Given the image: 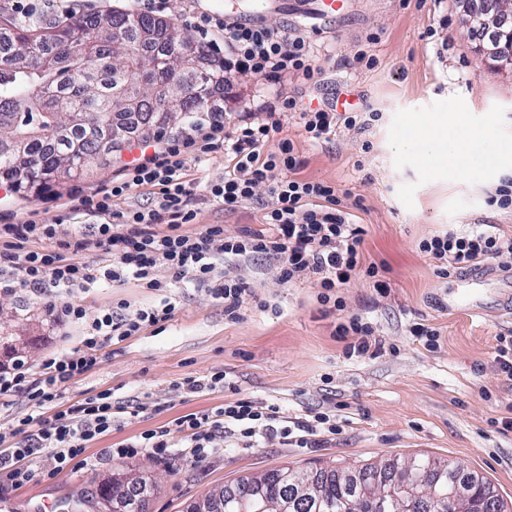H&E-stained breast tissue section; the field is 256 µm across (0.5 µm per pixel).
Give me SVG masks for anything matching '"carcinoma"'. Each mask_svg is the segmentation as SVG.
Segmentation results:
<instances>
[{"label":"carcinoma","mask_w":512,"mask_h":512,"mask_svg":"<svg viewBox=\"0 0 512 512\" xmlns=\"http://www.w3.org/2000/svg\"><path fill=\"white\" fill-rule=\"evenodd\" d=\"M188 40L171 24L149 16L114 11L82 17L38 33L19 29L9 50L0 51V180L19 191L29 181L54 174L85 173L103 150L102 127L112 114L136 113V126L154 128L153 113L169 104L173 118L197 124L209 112L212 92L224 86V66L175 74ZM282 468L264 474L255 487L238 479L230 487L250 501H289L288 512H353L342 474L322 484V509L296 498L297 485ZM128 489L123 479L102 483L95 499L126 503L147 496L153 484L138 478ZM485 476L471 490L470 512H486Z\"/></svg>","instance_id":"1"}]
</instances>
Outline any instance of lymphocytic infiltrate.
Returning <instances> with one entry per match:
<instances>
[{
  "instance_id": "obj_1",
  "label": "lymphocytic infiltrate",
  "mask_w": 512,
  "mask_h": 512,
  "mask_svg": "<svg viewBox=\"0 0 512 512\" xmlns=\"http://www.w3.org/2000/svg\"><path fill=\"white\" fill-rule=\"evenodd\" d=\"M189 28L204 58L221 56L226 73L247 72L270 82L292 72L313 82L322 73L307 34L206 13L194 17ZM291 112L299 113L309 139L317 141L329 138L337 128L362 127L379 118L375 112L307 110L295 98L282 96L268 106L266 119L244 115L234 134L227 136L222 110H213L199 151L209 153L216 137H223L224 152L234 165L232 173L211 183L208 190L231 210L252 200L258 188H267L272 202L261 227L228 234L223 225L211 224L197 234H184V225L195 218L189 207L193 188L176 142L127 169L110 187L79 199L75 213L94 214L97 221L86 225L81 238L73 242L71 255L30 249L32 240L53 239L54 225L34 221L0 225V291L46 292L49 314L84 330L79 346L48 355L38 369L21 359L0 367V409L9 407L19 394L34 409L0 432V474L13 486L31 482L40 462L50 477L79 464L93 465V458L86 454L88 443L111 432L122 408L113 401L111 390L105 389L63 409L58 405L63 392L100 363L104 346L168 322L176 310L166 300L124 315L107 311L91 318L81 305L63 300V292L128 277L158 291L164 283L156 272L162 269L174 281L207 286L214 298L223 300L225 316L237 320L252 291L243 278L220 269L219 262L265 255L277 260L282 284L315 278L321 304L331 309L342 307L341 290L356 279L386 293L381 267L365 259L364 230L344 208L349 190L296 178L301 162L292 141L280 136L282 119ZM273 139L278 147L271 150L267 144ZM134 187L149 191L153 207L129 212L113 209V200ZM418 249L435 261L443 278L482 264L512 270V236L490 230L433 234L422 238ZM90 250L98 252V259H86ZM335 431L325 413L291 417L277 405L242 397L174 417L119 444L111 454L131 458L146 452L163 460L178 452L202 462L223 451L228 442L236 448H255L263 440L276 438L286 445L314 448L323 434Z\"/></svg>"
}]
</instances>
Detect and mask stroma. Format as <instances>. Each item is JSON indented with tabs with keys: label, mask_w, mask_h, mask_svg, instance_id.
Here are the masks:
<instances>
[{
	"label": "stroma",
	"mask_w": 512,
	"mask_h": 512,
	"mask_svg": "<svg viewBox=\"0 0 512 512\" xmlns=\"http://www.w3.org/2000/svg\"><path fill=\"white\" fill-rule=\"evenodd\" d=\"M251 0H168L166 21L185 30L199 12L223 15L225 8L247 9ZM301 0H288L268 24L283 25L296 15L295 31L309 34L324 69L320 90L296 76L272 86L263 78L235 73L224 94L225 122L263 96L311 99L351 90L361 111L378 113L364 129H338L335 136L312 141L299 118L286 120L281 138L290 140L302 162L297 175L349 190L344 204L361 224L368 261L382 265L389 283L380 295L364 280L344 288L343 310H330L317 299L314 281L283 285L277 263L266 256L228 262L259 298L246 304L240 320L225 317L224 304L205 286L176 283L154 291L128 279L94 285L70 293L89 315L159 305L171 300L173 319L161 328L101 351L98 367L74 379L63 392L69 405L103 389H112L124 406L110 434L90 443L100 457L94 467L78 466L55 477L36 476L20 487L0 482V512H61L63 501L95 492L116 469H139L152 475L159 488L146 499V512H185L187 505L210 490L239 477L291 466L352 465L365 460L424 453L463 462L486 476L512 501V429L500 421L512 417V381L493 364L498 336L512 333V272L497 270L478 292L481 310L470 313L460 301L456 278L437 276L431 259L417 244L430 234L465 231L479 224L496 225L512 234V211L491 205L497 184L485 174L459 175L444 169L425 170L415 153L394 151L416 118L445 113L474 114L494 129L487 150L512 142V74L492 68L479 55L461 23L455 0H347L336 21L309 24L301 18ZM434 37H427V30ZM365 50L377 58L374 69L357 68L353 59ZM142 138L118 146L110 167L77 181L50 186L39 196L0 184V225L37 216L56 227L49 243L75 241L79 227L95 223L92 214L72 215L75 199L110 185L122 167L141 154ZM233 163L216 150L187 163L193 185V223L188 233L206 225H223L226 233L260 224L271 202L267 188L233 210L208 193ZM360 315L372 323L380 349L350 356L347 340L336 325ZM423 322L440 334L435 350H426L411 336L412 323ZM79 328L53 319L43 298L34 294L0 293V364L21 358L31 366L58 350L78 344ZM224 372L221 391L187 395L178 385L188 376ZM241 396L280 405L292 416L327 413L336 433L316 448H297L276 439L245 450L228 448L203 462L180 457L161 461L150 454L107 458L105 449L173 417L204 411Z\"/></svg>",
	"instance_id": "1"
}]
</instances>
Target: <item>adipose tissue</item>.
Returning a JSON list of instances; mask_svg holds the SVG:
<instances>
[{"label":"adipose tissue","mask_w":512,"mask_h":512,"mask_svg":"<svg viewBox=\"0 0 512 512\" xmlns=\"http://www.w3.org/2000/svg\"><path fill=\"white\" fill-rule=\"evenodd\" d=\"M492 135V130L467 115L425 117L418 120L416 131L397 141L394 148L399 152L420 148V161L431 169L445 166L459 174L477 169L491 174L512 166L511 142L500 143L493 153L485 150L484 143Z\"/></svg>","instance_id":"obj_1"}]
</instances>
